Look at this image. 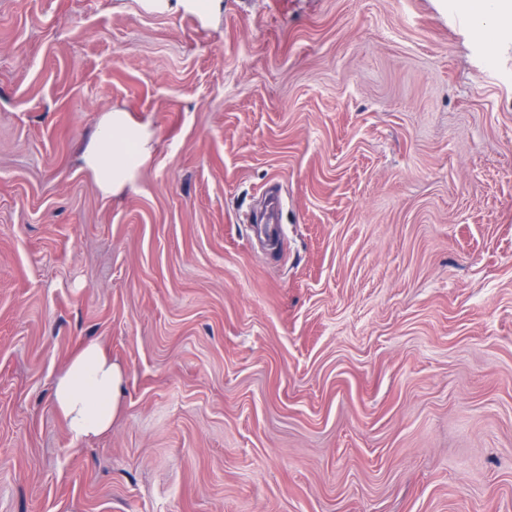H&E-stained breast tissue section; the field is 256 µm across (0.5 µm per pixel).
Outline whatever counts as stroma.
Returning a JSON list of instances; mask_svg holds the SVG:
<instances>
[{"label": "stroma", "mask_w": 512, "mask_h": 512, "mask_svg": "<svg viewBox=\"0 0 512 512\" xmlns=\"http://www.w3.org/2000/svg\"><path fill=\"white\" fill-rule=\"evenodd\" d=\"M465 4L0 0V512H512V26ZM151 148L147 134L123 112H110L84 150L82 162L94 173L99 190L112 194L125 185ZM124 370L95 341L85 343L57 376L53 401L73 439L105 433L118 413Z\"/></svg>", "instance_id": "stroma-1"}]
</instances>
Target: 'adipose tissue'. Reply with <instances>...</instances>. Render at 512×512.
<instances>
[{"mask_svg": "<svg viewBox=\"0 0 512 512\" xmlns=\"http://www.w3.org/2000/svg\"><path fill=\"white\" fill-rule=\"evenodd\" d=\"M151 152L147 134L121 112L108 114L82 154L99 190H120ZM124 370L95 341L85 343L57 376L53 401L73 439L105 433L118 413Z\"/></svg>", "mask_w": 512, "mask_h": 512, "instance_id": "ef3b65f1", "label": "adipose tissue"}]
</instances>
